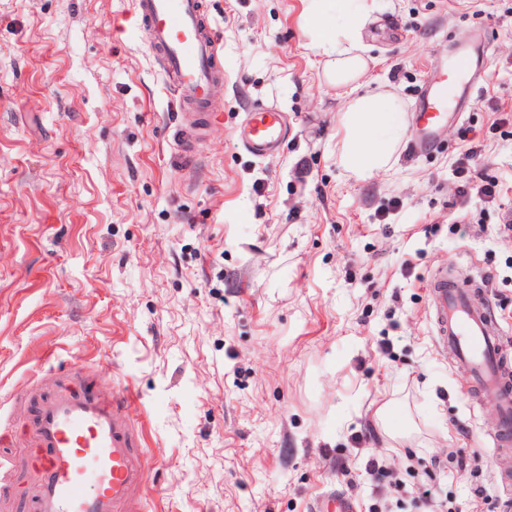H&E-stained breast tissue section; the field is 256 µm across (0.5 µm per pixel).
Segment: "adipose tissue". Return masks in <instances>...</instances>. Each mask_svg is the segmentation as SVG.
Segmentation results:
<instances>
[{
  "label": "adipose tissue",
  "instance_id": "adipose-tissue-1",
  "mask_svg": "<svg viewBox=\"0 0 512 512\" xmlns=\"http://www.w3.org/2000/svg\"><path fill=\"white\" fill-rule=\"evenodd\" d=\"M369 12L367 0H307L305 26L310 47L328 58L332 85L345 87L367 68L360 31ZM345 135L337 151L338 163L363 179L390 168L404 135L402 109L390 95L350 97L343 109Z\"/></svg>",
  "mask_w": 512,
  "mask_h": 512
}]
</instances>
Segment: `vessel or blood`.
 <instances>
[{"mask_svg": "<svg viewBox=\"0 0 512 512\" xmlns=\"http://www.w3.org/2000/svg\"><path fill=\"white\" fill-rule=\"evenodd\" d=\"M133 2L176 111H214L224 84L221 37L204 0ZM487 56L484 44L461 49L428 72L412 112L414 151H430L448 118L470 109ZM236 136L254 156L274 154L287 137L285 116L270 102L250 107ZM429 288L440 349L469 372L482 398L495 401L498 443L512 444V370L504 362L501 333L488 305L476 303L445 266L434 270ZM91 385L90 379L78 378L41 400L27 431L35 479L19 485L12 460L0 455V500L19 501L28 512H124L130 505L144 470L143 457L131 442L135 403Z\"/></svg>", "mask_w": 512, "mask_h": 512, "instance_id": "b4317fda", "label": "vessel or blood"}]
</instances>
